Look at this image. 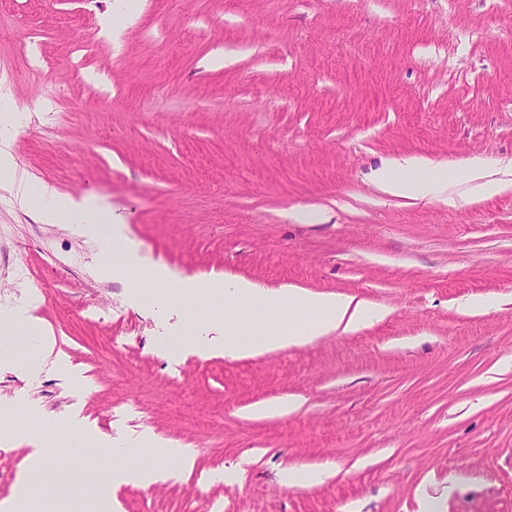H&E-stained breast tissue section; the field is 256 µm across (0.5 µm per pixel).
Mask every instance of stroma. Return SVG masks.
<instances>
[{
	"instance_id": "1",
	"label": "stroma",
	"mask_w": 512,
	"mask_h": 512,
	"mask_svg": "<svg viewBox=\"0 0 512 512\" xmlns=\"http://www.w3.org/2000/svg\"><path fill=\"white\" fill-rule=\"evenodd\" d=\"M112 2L0 0L21 173L103 201L173 276L103 274L95 238L0 186V406L47 433L45 512H82L113 470L153 459L144 434L194 449V470L112 485L113 512H512V189L453 179L448 206L373 179L414 157L512 160V0H135L114 39ZM184 278L388 315L231 360L225 333L280 321L183 300ZM29 317L57 367H35ZM76 422L102 440L89 456ZM29 453L0 443V500Z\"/></svg>"
}]
</instances>
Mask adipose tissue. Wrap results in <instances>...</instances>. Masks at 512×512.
<instances>
[{
  "instance_id": "adipose-tissue-1",
  "label": "adipose tissue",
  "mask_w": 512,
  "mask_h": 512,
  "mask_svg": "<svg viewBox=\"0 0 512 512\" xmlns=\"http://www.w3.org/2000/svg\"><path fill=\"white\" fill-rule=\"evenodd\" d=\"M12 136L11 130L0 131V181L14 185L25 203L35 211L40 222L56 224L70 218L80 224L86 233L98 237L105 258L102 265L105 272L134 282L141 281L145 276L156 283L167 281L168 274L163 268L156 266L152 270H145L133 249L127 248L121 254H113L111 238L100 234L102 207L93 198L76 199L59 193L46 183L34 185L19 182L18 165L10 151ZM447 177V170L434 166L424 158L409 160L405 172H395L392 165L388 164L375 175L378 186L386 194L415 199L433 196L435 181ZM180 288L183 297L187 299L204 291L215 299H224L241 307L258 308L279 318L303 309L321 312V320L310 326L291 322L273 335L225 336L224 355L232 359L255 357L292 346H305L334 332L353 333L382 321L387 315L386 310L355 300L351 296H312L295 288L271 293L244 280L212 282L203 287L194 282H184ZM195 461L196 455L191 449L167 442L159 448L156 461L127 470L113 471L112 477L116 480L139 479L147 485L165 482L176 478L178 474L191 473Z\"/></svg>"
}]
</instances>
